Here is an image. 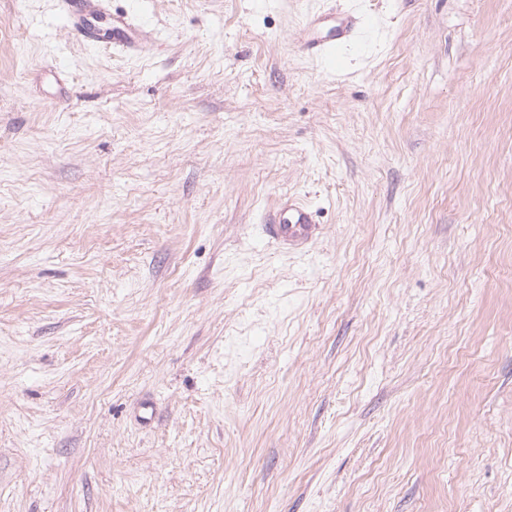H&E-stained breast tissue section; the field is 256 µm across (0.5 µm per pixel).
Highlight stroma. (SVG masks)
<instances>
[{"instance_id": "1", "label": "stroma", "mask_w": 512, "mask_h": 512, "mask_svg": "<svg viewBox=\"0 0 512 512\" xmlns=\"http://www.w3.org/2000/svg\"><path fill=\"white\" fill-rule=\"evenodd\" d=\"M111 6L0 0V512H512V0ZM57 2L67 26L88 44L121 52L146 49L152 44L151 33L136 23L129 13L113 11L110 0ZM331 23L328 34L321 33L322 26ZM368 27L363 16L355 14L338 17L307 11L301 21L297 47L311 56L332 61L336 52L355 40ZM262 229L268 239L284 245L294 242L297 245L309 243L316 232L314 213L306 205L288 202L275 214L265 218Z\"/></svg>"}]
</instances>
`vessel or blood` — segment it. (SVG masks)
I'll return each instance as SVG.
<instances>
[{"mask_svg":"<svg viewBox=\"0 0 512 512\" xmlns=\"http://www.w3.org/2000/svg\"><path fill=\"white\" fill-rule=\"evenodd\" d=\"M58 5L67 26L88 44L132 52L152 43L151 33L129 13L112 10L110 0H58ZM367 26L365 17L355 14L332 18L309 11L302 18L297 47L311 56L331 60ZM316 229L313 211L298 203L284 205L263 224L265 236L281 245L307 244Z\"/></svg>","mask_w":512,"mask_h":512,"instance_id":"obj_1","label":"vessel or blood"}]
</instances>
